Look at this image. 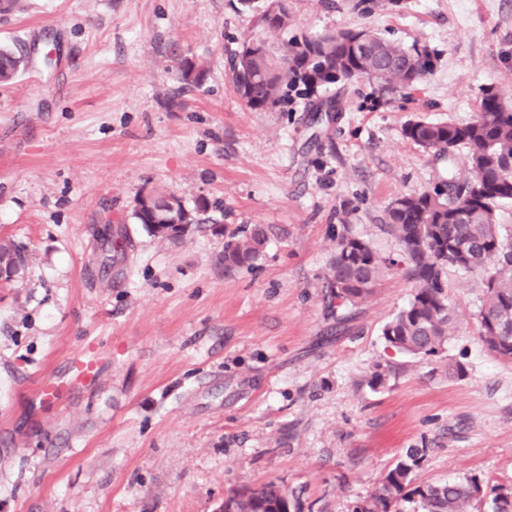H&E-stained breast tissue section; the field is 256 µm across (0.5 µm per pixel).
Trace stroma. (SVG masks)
<instances>
[{
	"label": "stroma",
	"instance_id": "obj_1",
	"mask_svg": "<svg viewBox=\"0 0 512 512\" xmlns=\"http://www.w3.org/2000/svg\"><path fill=\"white\" fill-rule=\"evenodd\" d=\"M353 3L288 0L290 31L368 26L439 59L405 98L365 78L333 87L328 132L304 100L252 110L232 87L243 34L282 49L255 27L263 0L0 13V46L40 75L0 82V243L25 253L0 280V512H217L270 482L299 512H352L408 448L423 451L416 484L512 490V361L481 342L482 274L449 268L455 327L433 357L382 336L412 293L402 267L342 321L326 288L337 225L395 260L387 206L446 173L404 125L465 124L482 87L512 94V0H405L367 17ZM187 59L199 81L183 79ZM149 191L207 200L234 228L271 226L261 258L225 270L206 225L159 242L130 219ZM107 225L124 254L99 237ZM85 355L95 378L78 375ZM47 382L65 386L59 401Z\"/></svg>",
	"mask_w": 512,
	"mask_h": 512
}]
</instances>
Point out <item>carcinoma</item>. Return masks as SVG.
<instances>
[{
  "instance_id": "carcinoma-1",
  "label": "carcinoma",
  "mask_w": 512,
  "mask_h": 512,
  "mask_svg": "<svg viewBox=\"0 0 512 512\" xmlns=\"http://www.w3.org/2000/svg\"><path fill=\"white\" fill-rule=\"evenodd\" d=\"M401 2L355 0L354 8L368 16ZM258 22L269 31L288 30V0H268ZM436 59L426 46L407 47L367 28L290 39L277 57L265 43L245 36L229 61V77L248 108L279 109L296 95L306 100L315 124L323 113L338 111L335 99L322 98V91L367 76L376 82L378 92L401 94L426 81L434 73ZM27 63L23 51L0 48V81L11 80ZM402 133L433 158L448 161V178L396 199L385 210L387 231L398 243L400 264L414 290L385 324L383 338L408 355H437L452 330L445 290L448 268L478 270L485 279L478 311L480 339L495 357L512 360V233L503 234L496 216L498 205L512 200V104L499 89L486 87L471 122H433L417 116ZM462 152L460 169L457 157ZM209 210L206 201L191 207L174 195L154 193L148 206L136 201L132 219L149 235L174 242L185 232L171 221L188 213L194 224H212ZM215 229L224 236L227 271L253 266L268 239L266 230L257 225L240 230L220 224ZM334 239L326 288L336 307L349 310L372 294L387 263L347 224L336 225ZM0 259L11 273L23 266L25 255L13 244H0ZM421 458L420 449H406L379 488L358 502L353 512H398V504L410 493L419 497L423 512H467L472 502L480 500L481 484L475 477L413 486V471ZM286 503L274 484L259 487L253 496L234 497L236 512H283Z\"/></svg>"
}]
</instances>
